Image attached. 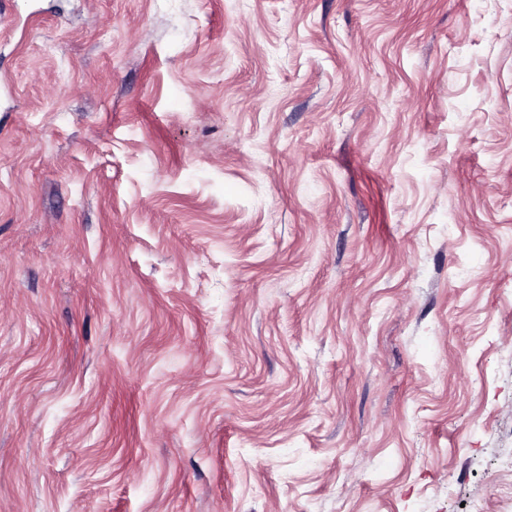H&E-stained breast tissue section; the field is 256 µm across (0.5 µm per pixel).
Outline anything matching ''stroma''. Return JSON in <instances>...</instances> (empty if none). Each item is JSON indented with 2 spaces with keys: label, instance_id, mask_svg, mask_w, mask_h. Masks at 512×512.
<instances>
[{
  "label": "stroma",
  "instance_id": "stroma-1",
  "mask_svg": "<svg viewBox=\"0 0 512 512\" xmlns=\"http://www.w3.org/2000/svg\"><path fill=\"white\" fill-rule=\"evenodd\" d=\"M0 512H512V0H6Z\"/></svg>",
  "mask_w": 512,
  "mask_h": 512
}]
</instances>
